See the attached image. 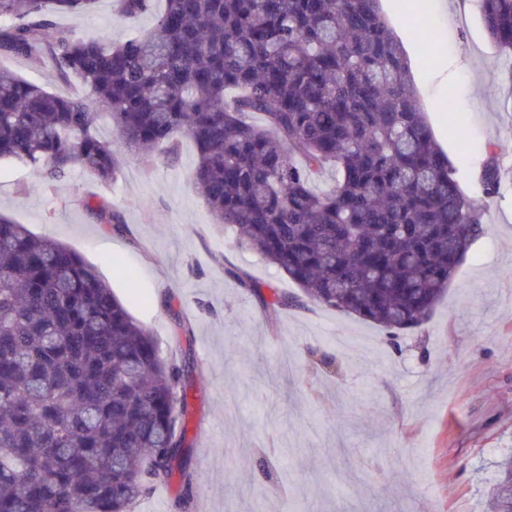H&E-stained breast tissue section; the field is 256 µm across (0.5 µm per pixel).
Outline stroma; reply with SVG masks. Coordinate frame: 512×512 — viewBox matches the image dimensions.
<instances>
[{
  "instance_id": "1",
  "label": "stroma",
  "mask_w": 512,
  "mask_h": 512,
  "mask_svg": "<svg viewBox=\"0 0 512 512\" xmlns=\"http://www.w3.org/2000/svg\"><path fill=\"white\" fill-rule=\"evenodd\" d=\"M425 3L427 32L414 23ZM164 7L152 0L130 22L113 0H97L55 23L119 42L148 32ZM381 9L412 62L435 139L484 212L482 234L430 318L396 341L310 301L264 311L229 278L233 267L262 286L298 290L215 222L193 185L189 139L172 156L125 155L109 185L78 169L50 184L0 160V213L79 253L151 329L162 356L177 343L176 316L190 321L193 483L155 487L134 512H485L496 464L512 456V65L473 0H382ZM0 64L53 92L80 89L41 60ZM490 157L502 180L488 197L481 174ZM91 194L126 233L83 206Z\"/></svg>"
}]
</instances>
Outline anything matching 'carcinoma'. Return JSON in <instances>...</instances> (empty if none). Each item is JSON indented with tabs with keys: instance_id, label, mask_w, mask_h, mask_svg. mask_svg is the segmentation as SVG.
Segmentation results:
<instances>
[{
	"instance_id": "cac0c4a2",
	"label": "carcinoma",
	"mask_w": 512,
	"mask_h": 512,
	"mask_svg": "<svg viewBox=\"0 0 512 512\" xmlns=\"http://www.w3.org/2000/svg\"><path fill=\"white\" fill-rule=\"evenodd\" d=\"M165 2L150 34L114 43L55 25L95 0H0V55L43 56L91 94L58 95L0 65V159L110 184L119 154H173L185 135L217 223L302 292L267 298L226 269L264 308L305 297L392 338L420 326L483 212L435 142L380 0ZM475 2L512 59V0ZM149 7L115 0L132 21ZM93 101L115 139L96 134ZM327 165L336 182L319 190ZM500 183L490 160L484 193ZM83 204L126 231L107 204ZM191 373L189 353L162 358L79 254L0 214V512H133L175 475L190 488ZM497 469L487 512H512V457Z\"/></svg>"
}]
</instances>
